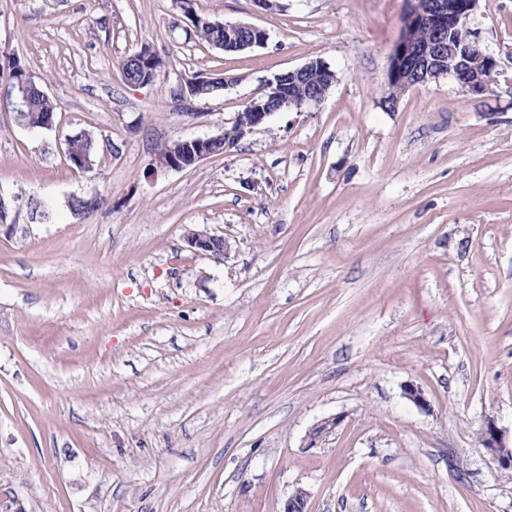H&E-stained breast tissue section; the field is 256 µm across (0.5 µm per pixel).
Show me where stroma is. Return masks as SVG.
<instances>
[{
	"instance_id": "35a3bbf8",
	"label": "stroma",
	"mask_w": 512,
	"mask_h": 512,
	"mask_svg": "<svg viewBox=\"0 0 512 512\" xmlns=\"http://www.w3.org/2000/svg\"><path fill=\"white\" fill-rule=\"evenodd\" d=\"M406 7L193 0L268 34L227 53L179 0H0V55L56 104L30 131L0 103L10 512H283L299 487L308 512H512V472L478 443L486 420L512 429V0H478L470 23L492 93L442 78L388 111ZM145 46L166 65L130 85L119 63ZM316 58L338 76L319 105L152 169ZM214 74L224 90L189 96ZM84 132L86 172L66 156ZM191 229L224 236V259ZM187 244L197 252L221 259L228 252L230 245L224 236L210 234L207 231L189 230Z\"/></svg>"
}]
</instances>
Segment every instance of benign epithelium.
<instances>
[{"instance_id": "1", "label": "benign epithelium", "mask_w": 512, "mask_h": 512, "mask_svg": "<svg viewBox=\"0 0 512 512\" xmlns=\"http://www.w3.org/2000/svg\"><path fill=\"white\" fill-rule=\"evenodd\" d=\"M400 36L390 54L387 82L400 91L448 77L473 98L492 91L497 62L473 39L454 43L448 35L469 25L477 0H407ZM228 43L226 51H244L266 44L267 32L257 26L224 23ZM336 72L321 59L311 60L300 68L275 76L267 91L250 101L248 110L237 113L232 125L216 136L177 140L164 152L155 154L154 169L180 170L196 165L210 156L230 151L254 128L264 124L274 113L298 102L297 93L306 86L311 101L321 103L336 83ZM36 90L34 81L21 77L10 87L13 106L21 109L29 93ZM187 244L197 252L221 259L230 245L221 235L190 230ZM480 445L490 452L504 471H512V445L493 420L481 428ZM308 492L296 489L284 504L283 512H307Z\"/></svg>"}]
</instances>
